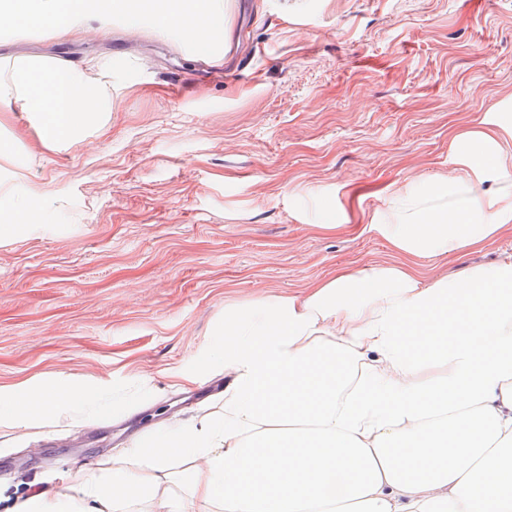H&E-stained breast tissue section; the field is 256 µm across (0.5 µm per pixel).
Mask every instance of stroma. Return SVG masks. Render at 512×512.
<instances>
[{
  "label": "stroma",
  "instance_id": "stroma-1",
  "mask_svg": "<svg viewBox=\"0 0 512 512\" xmlns=\"http://www.w3.org/2000/svg\"><path fill=\"white\" fill-rule=\"evenodd\" d=\"M113 56L112 129L63 151L29 140L18 178L45 223L0 238V384L63 373L125 394V417L0 429V495L111 464L181 410L228 304L388 257L360 224L395 186L462 175L453 137L512 114V0H229L224 62L148 22L107 18L60 40L0 32V58ZM153 377L140 383L141 372Z\"/></svg>",
  "mask_w": 512,
  "mask_h": 512
}]
</instances>
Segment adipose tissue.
<instances>
[{
    "label": "adipose tissue",
    "instance_id": "adipose-tissue-1",
    "mask_svg": "<svg viewBox=\"0 0 512 512\" xmlns=\"http://www.w3.org/2000/svg\"><path fill=\"white\" fill-rule=\"evenodd\" d=\"M104 16L148 18L206 58L227 21L224 0H0L1 32L74 35ZM132 79L117 60L18 56L0 63V111L58 150L106 132L112 90ZM455 143L464 176L409 181L364 225L390 258L225 307L202 362L224 371L222 415L172 414L11 512H512V253L420 266L512 234V120L480 119ZM23 146L0 128V237L33 231L43 202L15 179ZM105 394L64 375L0 386V425L71 422L107 411ZM507 252H512V236L504 237L497 245L486 250L453 257L425 258L420 263L427 268H446L452 272L468 266L490 264Z\"/></svg>",
    "mask_w": 512,
    "mask_h": 512
}]
</instances>
